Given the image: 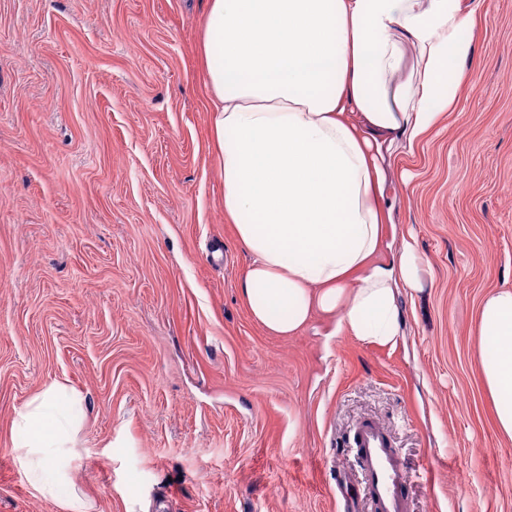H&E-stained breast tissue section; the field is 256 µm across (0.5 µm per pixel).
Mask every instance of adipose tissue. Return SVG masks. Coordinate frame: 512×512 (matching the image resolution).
I'll return each instance as SVG.
<instances>
[{
    "instance_id": "adipose-tissue-1",
    "label": "adipose tissue",
    "mask_w": 512,
    "mask_h": 512,
    "mask_svg": "<svg viewBox=\"0 0 512 512\" xmlns=\"http://www.w3.org/2000/svg\"><path fill=\"white\" fill-rule=\"evenodd\" d=\"M483 0H209L201 52L223 205L250 256L240 295L269 332L314 312L336 330L395 345L399 289L421 292L404 241L377 262L396 198L392 149L453 109ZM480 363L512 439V289L479 314ZM77 394L53 384L14 421L17 464L45 498L68 478Z\"/></svg>"
}]
</instances>
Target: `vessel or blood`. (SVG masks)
I'll return each instance as SVG.
<instances>
[{"label": "vessel or blood", "mask_w": 512, "mask_h": 512, "mask_svg": "<svg viewBox=\"0 0 512 512\" xmlns=\"http://www.w3.org/2000/svg\"><path fill=\"white\" fill-rule=\"evenodd\" d=\"M353 446L372 512H410L405 467L384 424L371 418L360 420L354 428Z\"/></svg>", "instance_id": "obj_1"}]
</instances>
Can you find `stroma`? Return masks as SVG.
I'll return each instance as SVG.
<instances>
[{
    "mask_svg": "<svg viewBox=\"0 0 512 512\" xmlns=\"http://www.w3.org/2000/svg\"><path fill=\"white\" fill-rule=\"evenodd\" d=\"M207 0H0V512H337L380 419L410 512H512L478 316L512 289V0H484L469 81L396 184L423 292L380 346L314 313L267 332L239 283L200 58ZM85 411L72 485L38 495L13 422L53 382Z\"/></svg>",
    "mask_w": 512,
    "mask_h": 512,
    "instance_id": "obj_1",
    "label": "stroma"
}]
</instances>
